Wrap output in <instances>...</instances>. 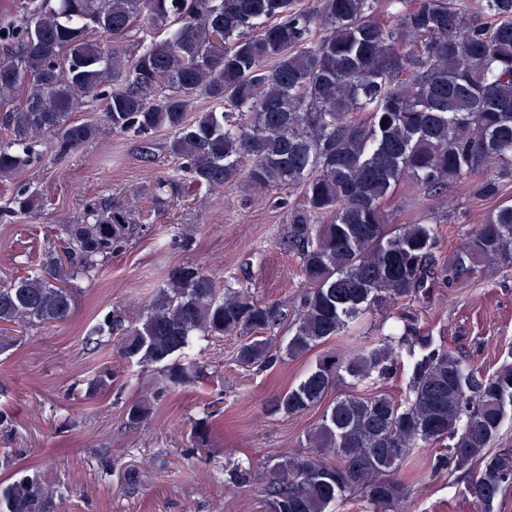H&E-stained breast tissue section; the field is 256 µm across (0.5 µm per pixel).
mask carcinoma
Listing matches in <instances>:
<instances>
[{"instance_id": "cac0c4a2", "label": "carcinoma", "mask_w": 512, "mask_h": 512, "mask_svg": "<svg viewBox=\"0 0 512 512\" xmlns=\"http://www.w3.org/2000/svg\"><path fill=\"white\" fill-rule=\"evenodd\" d=\"M15 0L0 18V95L28 90L0 114V182L101 138L124 135L152 158L157 133L171 134L175 165L150 201L168 206L177 181L210 191L241 178L255 191L297 189L280 245L300 259L305 289L287 343V315L203 265L169 269L132 318L107 313L87 343H116L121 356L157 371L154 389L129 403L139 427L171 388L204 379L189 356L206 339L242 336L234 360L263 371L348 334L383 303L423 300L439 285L466 283L489 263L512 262V206L493 209L453 252L439 250L431 210L512 164V0ZM136 36H131V32ZM133 38L130 47L122 46ZM103 101V120L72 114ZM203 100L204 111H196ZM195 117H190L191 113ZM386 125H381V122ZM406 189L415 216L396 224ZM42 205L15 185L8 219ZM130 212L90 203L58 226L40 272L0 285V349L10 327L60 322L73 283L124 249ZM409 367L407 392L355 393ZM306 433L309 454L254 467L224 464L227 482H262L264 512H330L357 496L374 512H403L407 470L421 451L434 473L466 474V492L495 512L512 488V448H496L512 417V362L474 367L430 330L413 325L319 357L271 412L295 417L323 404ZM60 485L25 475L0 485V512H51Z\"/></svg>"}]
</instances>
